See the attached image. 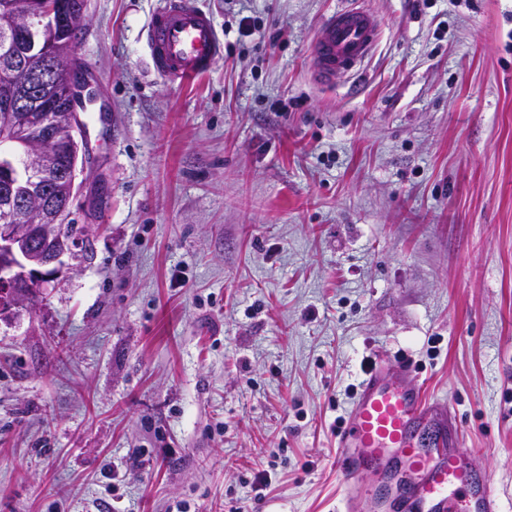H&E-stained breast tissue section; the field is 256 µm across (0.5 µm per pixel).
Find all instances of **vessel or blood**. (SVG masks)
I'll use <instances>...</instances> for the list:
<instances>
[{"label": "vessel or blood", "instance_id": "obj_1", "mask_svg": "<svg viewBox=\"0 0 512 512\" xmlns=\"http://www.w3.org/2000/svg\"><path fill=\"white\" fill-rule=\"evenodd\" d=\"M378 33L370 11L337 10L312 43L316 78L331 83L355 69ZM147 44L154 71L180 85L208 74L223 57L212 19L193 0H170L156 12ZM435 412L408 360L373 361L336 436L334 467L346 506L363 495L376 512H496V491L451 449L448 427Z\"/></svg>", "mask_w": 512, "mask_h": 512}]
</instances>
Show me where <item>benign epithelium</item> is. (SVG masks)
Returning a JSON list of instances; mask_svg holds the SVG:
<instances>
[{
	"label": "benign epithelium",
	"instance_id": "1",
	"mask_svg": "<svg viewBox=\"0 0 512 512\" xmlns=\"http://www.w3.org/2000/svg\"><path fill=\"white\" fill-rule=\"evenodd\" d=\"M25 21L0 51V61L23 75L25 92L0 89V123L13 141L28 148V170L0 157V322L12 321L32 305L64 266L81 262L67 229L92 151L77 110L89 88L74 42L59 57L42 50L37 30L49 25L75 32L87 0H15Z\"/></svg>",
	"mask_w": 512,
	"mask_h": 512
}]
</instances>
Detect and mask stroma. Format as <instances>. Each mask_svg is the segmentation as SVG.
<instances>
[{"mask_svg": "<svg viewBox=\"0 0 512 512\" xmlns=\"http://www.w3.org/2000/svg\"><path fill=\"white\" fill-rule=\"evenodd\" d=\"M165 2L87 0L92 250L0 323V512H340L393 355L512 512V0H195L224 57L182 85ZM349 6L380 38L317 82ZM378 33V19L370 11L360 7L337 10L319 26L312 43L315 77L331 83L336 74L355 69L373 50Z\"/></svg>", "mask_w": 512, "mask_h": 512, "instance_id": "1", "label": "stroma"}]
</instances>
